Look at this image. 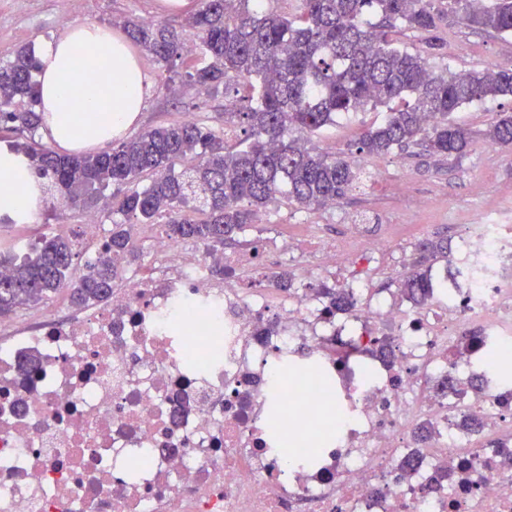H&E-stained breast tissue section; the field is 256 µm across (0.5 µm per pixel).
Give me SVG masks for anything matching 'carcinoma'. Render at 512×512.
Returning a JSON list of instances; mask_svg holds the SVG:
<instances>
[{
  "instance_id": "carcinoma-1",
  "label": "carcinoma",
  "mask_w": 512,
  "mask_h": 512,
  "mask_svg": "<svg viewBox=\"0 0 512 512\" xmlns=\"http://www.w3.org/2000/svg\"><path fill=\"white\" fill-rule=\"evenodd\" d=\"M185 19L209 64L185 74L217 96L248 89L245 110L224 113V129L182 122L113 140L96 153H59L36 139L41 115L31 49L0 64V125L24 136L11 149L68 203L94 211L112 205L122 220L94 262L76 281L70 269L73 240L41 239L23 254L0 247V317L45 302L69 289L82 307L104 302L139 259L130 228L161 224L176 241L220 250L234 241L261 209L281 200L313 211L344 199L363 172L354 159L308 146L336 116L380 106L384 121L354 141L359 155L416 148L428 156L463 158L474 131L454 114L465 105L512 99V67L436 71L429 59L444 55V26H466L512 35V0H200ZM130 38L165 68L187 52L180 32L154 21L128 20ZM423 35L408 47L396 34ZM485 140L512 145V113L498 112ZM113 188L112 197L104 191ZM250 207H241L242 201ZM417 266L401 282L412 303L431 295L422 266L448 261V239L418 244ZM337 310L352 306L349 294L322 286Z\"/></svg>"
}]
</instances>
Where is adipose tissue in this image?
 Returning <instances> with one entry per match:
<instances>
[{
	"label": "adipose tissue",
	"mask_w": 512,
	"mask_h": 512,
	"mask_svg": "<svg viewBox=\"0 0 512 512\" xmlns=\"http://www.w3.org/2000/svg\"><path fill=\"white\" fill-rule=\"evenodd\" d=\"M42 137L67 151L101 147L146 106V77L130 42L109 26L83 23L36 48ZM44 208L29 168L0 145V219L36 223Z\"/></svg>",
	"instance_id": "ef3b65f1"
}]
</instances>
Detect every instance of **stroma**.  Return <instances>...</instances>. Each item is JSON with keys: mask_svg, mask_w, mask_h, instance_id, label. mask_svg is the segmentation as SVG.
<instances>
[{"mask_svg": "<svg viewBox=\"0 0 512 512\" xmlns=\"http://www.w3.org/2000/svg\"><path fill=\"white\" fill-rule=\"evenodd\" d=\"M124 19L160 21L182 28L185 16L159 11L157 0H0V62L37 39L58 35L65 24L109 25ZM445 39L448 52L432 60L434 69L461 72L512 64V36L478 32L458 24L446 31ZM139 62L147 75V107L128 130V137L184 121L189 113L197 123L220 128L224 125L223 113L237 111L241 104L239 95L234 93L213 98L189 83L166 85L149 55L140 54ZM384 116V110L379 109L338 118L335 125L313 137L312 144L323 153L350 154L361 130L382 122ZM358 162L366 169L381 167L384 177H368L360 189L332 208L306 212L287 202L269 205L261 212V222L248 225L233 242L227 243L225 253L241 250L247 241L270 244L285 236L298 238L296 252L276 259L272 270L277 273L295 267L322 239L345 240L347 224L369 221L373 234L397 245L396 250L376 261L370 283L375 288L394 289L401 275L402 254L413 253L419 241L442 236L453 245L462 225L480 223L492 209L512 210V146L491 153L485 140L478 136L459 161L393 151L362 156ZM395 177L408 182L423 199V207H411L393 193L391 180ZM85 217V209L79 207L45 210L38 223L7 225L0 230V238L5 243L24 246L49 234L76 240Z\"/></svg>", "mask_w": 512, "mask_h": 512, "instance_id": "obj_1", "label": "stroma"}]
</instances>
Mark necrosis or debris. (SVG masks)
Instances as JSON below:
<instances>
[{"label":"necrosis or debris","instance_id":"1","mask_svg":"<svg viewBox=\"0 0 512 512\" xmlns=\"http://www.w3.org/2000/svg\"><path fill=\"white\" fill-rule=\"evenodd\" d=\"M153 247L106 302L0 336V512H512V383L483 370L512 349V224L463 225L427 301L349 279L346 310L314 282L386 240L323 241L288 290Z\"/></svg>","mask_w":512,"mask_h":512}]
</instances>
